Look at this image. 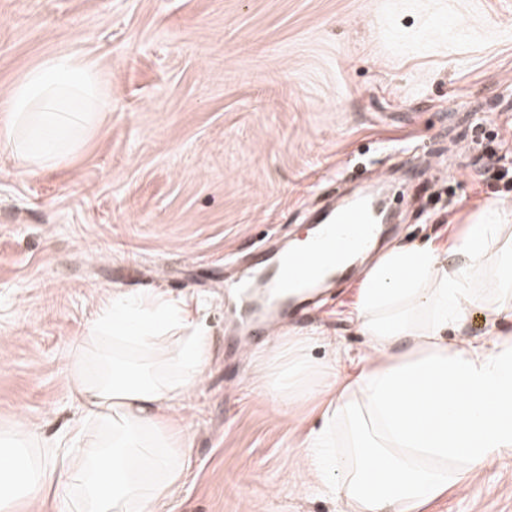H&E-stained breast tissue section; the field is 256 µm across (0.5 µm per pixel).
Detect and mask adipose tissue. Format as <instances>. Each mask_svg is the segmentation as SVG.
Segmentation results:
<instances>
[{"label":"adipose tissue","instance_id":"1","mask_svg":"<svg viewBox=\"0 0 512 512\" xmlns=\"http://www.w3.org/2000/svg\"><path fill=\"white\" fill-rule=\"evenodd\" d=\"M107 88L83 53L27 68L0 102V152L20 173L57 168L99 129ZM512 237L487 212L451 241L401 245L366 272L354 307L367 343L315 361L283 336L253 369L280 409L318 402L297 464L343 512H423L466 473L512 453V336L448 342L472 307L512 315ZM184 296L113 292L72 341L74 416L46 439L27 418L0 430V512H167L189 471L183 409L211 347Z\"/></svg>","mask_w":512,"mask_h":512}]
</instances>
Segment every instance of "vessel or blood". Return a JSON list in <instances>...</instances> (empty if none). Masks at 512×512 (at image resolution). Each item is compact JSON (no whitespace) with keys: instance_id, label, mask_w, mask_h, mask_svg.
<instances>
[{"instance_id":"1","label":"vessel or blood","mask_w":512,"mask_h":512,"mask_svg":"<svg viewBox=\"0 0 512 512\" xmlns=\"http://www.w3.org/2000/svg\"><path fill=\"white\" fill-rule=\"evenodd\" d=\"M312 222L308 245L260 253L236 282V316L249 333L265 330L289 309L315 303L321 288L350 272L352 257L366 251L382 230L368 197L324 205Z\"/></svg>"}]
</instances>
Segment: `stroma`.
<instances>
[{"label": "stroma", "instance_id": "stroma-1", "mask_svg": "<svg viewBox=\"0 0 512 512\" xmlns=\"http://www.w3.org/2000/svg\"><path fill=\"white\" fill-rule=\"evenodd\" d=\"M77 50L109 77L98 132L68 165L18 172L0 152V424L53 435L72 417L66 355L112 291L189 294L212 359L191 397L190 470L170 512H339L296 464L312 402L253 390L227 322L238 257L302 237L328 195L398 164L399 219L301 317L250 337H336L377 251L439 243L488 205L512 225V0H0V100L20 72ZM478 137L434 181L416 158ZM512 334L471 308L449 340ZM429 512H512V455Z\"/></svg>", "mask_w": 512, "mask_h": 512}]
</instances>
